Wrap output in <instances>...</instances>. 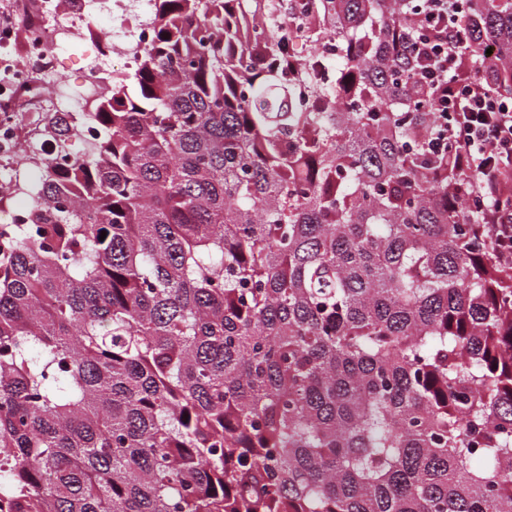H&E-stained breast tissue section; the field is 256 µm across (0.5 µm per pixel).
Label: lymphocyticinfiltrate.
Here are the masks:
<instances>
[{
    "label": "lymphocytic infiltrate",
    "mask_w": 512,
    "mask_h": 512,
    "mask_svg": "<svg viewBox=\"0 0 512 512\" xmlns=\"http://www.w3.org/2000/svg\"><path fill=\"white\" fill-rule=\"evenodd\" d=\"M448 0H428L426 35L415 44L422 79L434 91L437 124L456 144L466 175V200L479 207L494 247L512 258V99L500 98L492 81L473 79L479 57L450 31Z\"/></svg>",
    "instance_id": "1"
}]
</instances>
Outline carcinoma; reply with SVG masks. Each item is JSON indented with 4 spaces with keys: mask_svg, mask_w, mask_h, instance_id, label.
Instances as JSON below:
<instances>
[{
    "mask_svg": "<svg viewBox=\"0 0 512 512\" xmlns=\"http://www.w3.org/2000/svg\"><path fill=\"white\" fill-rule=\"evenodd\" d=\"M463 3L512 98V0ZM154 4L94 149L0 224V512H512V265L426 0Z\"/></svg>",
    "mask_w": 512,
    "mask_h": 512,
    "instance_id": "cac0c4a2",
    "label": "carcinoma"
}]
</instances>
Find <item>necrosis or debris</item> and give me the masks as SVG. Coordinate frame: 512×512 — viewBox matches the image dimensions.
Returning a JSON list of instances; mask_svg holds the SVG:
<instances>
[{
  "label": "necrosis or debris",
  "mask_w": 512,
  "mask_h": 512,
  "mask_svg": "<svg viewBox=\"0 0 512 512\" xmlns=\"http://www.w3.org/2000/svg\"><path fill=\"white\" fill-rule=\"evenodd\" d=\"M33 8L35 18L22 36L0 18V154L14 152L19 113L31 106L73 123L77 143L91 150L95 133L84 116L106 94L113 74L135 68L151 39L153 0H33ZM102 15L112 18L110 32L95 28ZM86 33L95 37V63L71 85L60 77V48Z\"/></svg>",
  "instance_id": "4bbe7bcc"
}]
</instances>
